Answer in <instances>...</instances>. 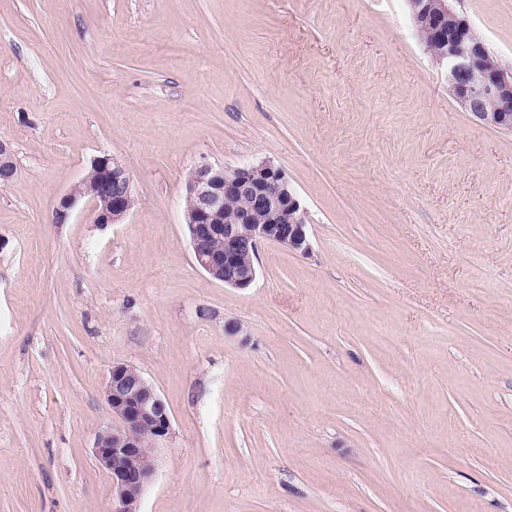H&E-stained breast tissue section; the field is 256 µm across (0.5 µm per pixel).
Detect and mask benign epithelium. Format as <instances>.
<instances>
[{"instance_id": "benign-epithelium-1", "label": "benign epithelium", "mask_w": 512, "mask_h": 512, "mask_svg": "<svg viewBox=\"0 0 512 512\" xmlns=\"http://www.w3.org/2000/svg\"><path fill=\"white\" fill-rule=\"evenodd\" d=\"M415 24L431 28V36L443 51L436 62L446 68L449 89L456 101L478 120L499 130L512 132V71L487 70L481 65L484 45L468 36V20L449 0H409ZM497 103L491 110L484 99ZM96 177L79 191L70 189L55 210V222L63 224L83 199L93 204L95 223L118 224L131 212L134 194L125 166L114 156L92 159ZM228 167L206 165L197 169L186 186L192 208L185 212L189 242L196 264L225 286L246 289L257 278L254 262L258 245L274 241L306 255L310 243L306 215L288 179L272 161L236 167L238 176L229 180ZM17 172L9 143L0 141V180L8 182ZM236 195L247 202L244 213L230 220L225 202ZM114 425L95 436L94 458L105 470L118 499L115 512H140L142 495L154 473V448L171 430L167 406L157 389L136 367L114 363L103 389ZM149 429L144 442L140 432Z\"/></svg>"}]
</instances>
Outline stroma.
Wrapping results in <instances>:
<instances>
[{"instance_id": "35a3bbf8", "label": "stroma", "mask_w": 512, "mask_h": 512, "mask_svg": "<svg viewBox=\"0 0 512 512\" xmlns=\"http://www.w3.org/2000/svg\"><path fill=\"white\" fill-rule=\"evenodd\" d=\"M454 4L512 68V0ZM0 140V512H114L117 362L171 417L140 512H512V132L407 0H0ZM104 153L132 213L56 223ZM263 160L311 250L229 288L186 184Z\"/></svg>"}]
</instances>
